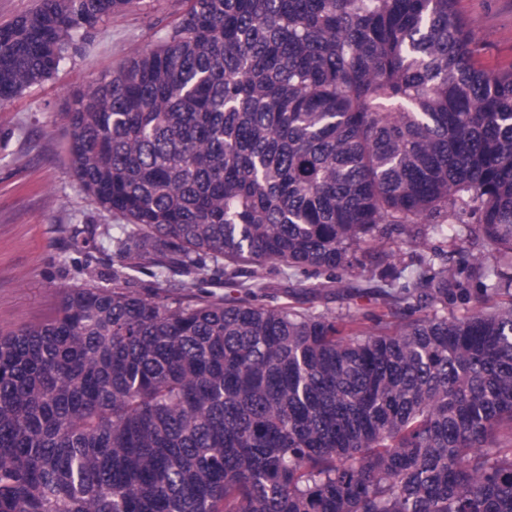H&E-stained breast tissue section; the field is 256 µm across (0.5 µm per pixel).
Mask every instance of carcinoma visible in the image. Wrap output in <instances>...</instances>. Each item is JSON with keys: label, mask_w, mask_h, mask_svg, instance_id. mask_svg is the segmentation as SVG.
<instances>
[{"label": "carcinoma", "mask_w": 512, "mask_h": 512, "mask_svg": "<svg viewBox=\"0 0 512 512\" xmlns=\"http://www.w3.org/2000/svg\"><path fill=\"white\" fill-rule=\"evenodd\" d=\"M184 3L67 103L121 235L112 286L0 334V512H512V67L457 0ZM135 4L0 25V106ZM419 224L450 250L401 283L384 245ZM266 262L324 280L261 303ZM465 280L497 309L439 314ZM340 291L374 328L304 307Z\"/></svg>", "instance_id": "obj_1"}]
</instances>
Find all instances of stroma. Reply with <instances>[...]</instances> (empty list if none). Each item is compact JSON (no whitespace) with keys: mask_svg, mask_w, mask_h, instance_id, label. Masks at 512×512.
I'll return each instance as SVG.
<instances>
[{"mask_svg":"<svg viewBox=\"0 0 512 512\" xmlns=\"http://www.w3.org/2000/svg\"><path fill=\"white\" fill-rule=\"evenodd\" d=\"M182 9V0H138L99 22L52 78L0 107V332L48 317L66 290L88 283L87 263L111 264L121 229L75 180L65 104L164 41ZM457 10L482 63L512 66V0H457Z\"/></svg>","mask_w":512,"mask_h":512,"instance_id":"35a3bbf8","label":"stroma"}]
</instances>
